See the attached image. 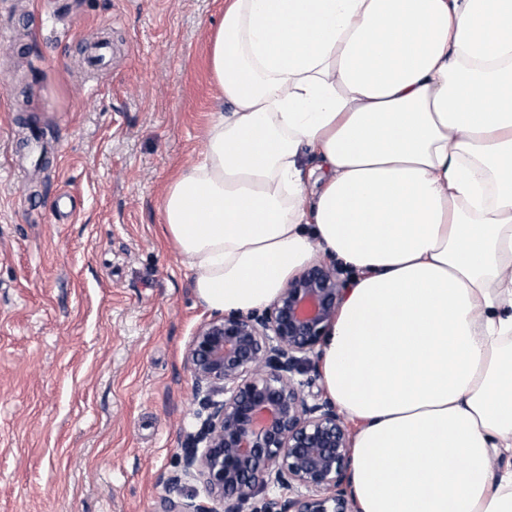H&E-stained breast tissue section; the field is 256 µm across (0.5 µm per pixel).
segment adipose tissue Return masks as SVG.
Here are the masks:
<instances>
[{
    "label": "adipose tissue",
    "instance_id": "1",
    "mask_svg": "<svg viewBox=\"0 0 512 512\" xmlns=\"http://www.w3.org/2000/svg\"><path fill=\"white\" fill-rule=\"evenodd\" d=\"M209 64L163 205L197 298L258 310L329 255L358 512H512V0H224Z\"/></svg>",
    "mask_w": 512,
    "mask_h": 512
}]
</instances>
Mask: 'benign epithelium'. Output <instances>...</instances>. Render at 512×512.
<instances>
[{
  "label": "benign epithelium",
  "instance_id": "1",
  "mask_svg": "<svg viewBox=\"0 0 512 512\" xmlns=\"http://www.w3.org/2000/svg\"><path fill=\"white\" fill-rule=\"evenodd\" d=\"M336 269L305 268L262 312L215 313L186 363L199 409L158 512H354L352 430L312 355L336 320ZM202 485L204 494L185 485Z\"/></svg>",
  "mask_w": 512,
  "mask_h": 512
}]
</instances>
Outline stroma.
Here are the masks:
<instances>
[{"mask_svg": "<svg viewBox=\"0 0 512 512\" xmlns=\"http://www.w3.org/2000/svg\"><path fill=\"white\" fill-rule=\"evenodd\" d=\"M224 0H0V512H157L209 312L161 232ZM114 47L84 62L99 38Z\"/></svg>", "mask_w": 512, "mask_h": 512, "instance_id": "obj_1", "label": "stroma"}]
</instances>
